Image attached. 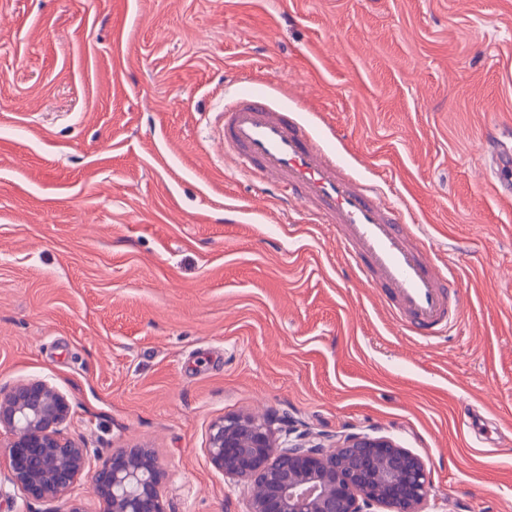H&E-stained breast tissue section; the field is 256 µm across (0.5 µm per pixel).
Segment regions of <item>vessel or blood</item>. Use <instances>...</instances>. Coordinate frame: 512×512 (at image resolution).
Masks as SVG:
<instances>
[{"mask_svg":"<svg viewBox=\"0 0 512 512\" xmlns=\"http://www.w3.org/2000/svg\"><path fill=\"white\" fill-rule=\"evenodd\" d=\"M220 138L237 166L259 173L282 199L307 203L335 227L339 248L359 278L379 290L398 325L427 338L463 319L454 304L456 277L429 257L419 227L268 92L246 89L225 99Z\"/></svg>","mask_w":512,"mask_h":512,"instance_id":"1","label":"vessel or blood"}]
</instances>
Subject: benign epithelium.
Masks as SVG:
<instances>
[{
	"label": "benign epithelium",
	"instance_id": "7a95c632",
	"mask_svg": "<svg viewBox=\"0 0 512 512\" xmlns=\"http://www.w3.org/2000/svg\"><path fill=\"white\" fill-rule=\"evenodd\" d=\"M69 413L66 396L42 380L0 393V449L25 497L59 501L84 475L87 449L62 431ZM206 452L224 477L247 484V512H421L431 491L425 462L382 436L281 440L266 420L240 413L213 423ZM164 477L153 449L120 448L92 483L101 512H166Z\"/></svg>",
	"mask_w": 512,
	"mask_h": 512
}]
</instances>
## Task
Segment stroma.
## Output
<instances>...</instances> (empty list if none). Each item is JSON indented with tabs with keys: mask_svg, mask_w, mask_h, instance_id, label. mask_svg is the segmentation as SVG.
Segmentation results:
<instances>
[{
	"mask_svg": "<svg viewBox=\"0 0 512 512\" xmlns=\"http://www.w3.org/2000/svg\"><path fill=\"white\" fill-rule=\"evenodd\" d=\"M269 86L409 208L465 316L399 328L325 225L224 158ZM512 0H0V392L43 380L89 472L153 448L168 512H245L212 423L385 436L424 512H512ZM481 418L463 423L462 405Z\"/></svg>",
	"mask_w": 512,
	"mask_h": 512,
	"instance_id": "1",
	"label": "stroma"
}]
</instances>
